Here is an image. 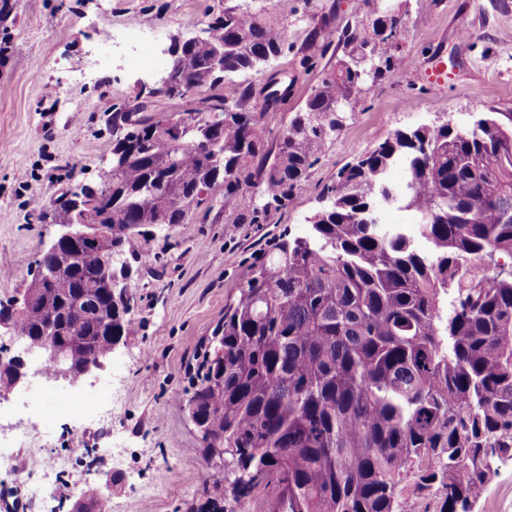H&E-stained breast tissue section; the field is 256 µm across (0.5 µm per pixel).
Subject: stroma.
Masks as SVG:
<instances>
[{
	"mask_svg": "<svg viewBox=\"0 0 512 512\" xmlns=\"http://www.w3.org/2000/svg\"><path fill=\"white\" fill-rule=\"evenodd\" d=\"M283 18L288 47L270 67L286 94L264 118L269 150L324 68L336 62L313 34L340 28L361 0H255ZM224 0H0V301L22 293L61 228L39 209L97 180L112 157L106 109L134 103L141 83L167 71L175 41L196 36ZM164 30L157 63L144 70L113 59L94 67L107 32L128 21ZM405 65L372 85L309 169L302 188L257 224L235 223L223 189L213 207L156 228L130 262L137 331L103 369L81 378L88 397L112 393V415L90 421L47 409L16 413L29 445H0L16 473L0 470V512H66L73 488L90 492L120 475L112 512H188L206 477L202 442L182 399L202 343L249 264L279 239L304 234L338 170L398 129L481 113L512 112V0H409L401 36ZM56 482L42 492L45 473ZM24 486H16V478ZM473 512H512V461L500 464Z\"/></svg>",
	"mask_w": 512,
	"mask_h": 512,
	"instance_id": "stroma-1",
	"label": "stroma"
}]
</instances>
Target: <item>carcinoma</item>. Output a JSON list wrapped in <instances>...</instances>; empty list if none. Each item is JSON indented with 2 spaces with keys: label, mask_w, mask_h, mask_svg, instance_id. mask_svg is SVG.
I'll use <instances>...</instances> for the list:
<instances>
[{
  "label": "carcinoma",
  "mask_w": 512,
  "mask_h": 512,
  "mask_svg": "<svg viewBox=\"0 0 512 512\" xmlns=\"http://www.w3.org/2000/svg\"><path fill=\"white\" fill-rule=\"evenodd\" d=\"M375 13L338 38L341 55L266 149L263 113L224 80L258 76L285 48L286 28L262 8L224 7L205 41L174 50L171 85L213 94L202 108L156 118L112 113V170L53 201L41 219L84 212L112 237L76 256L74 271L23 314L0 307L29 343L43 336L44 309L85 339L68 353L76 377L116 339L136 332L135 293L91 288L104 258L135 256L139 238L211 208L224 187L235 222L258 224L268 205L305 182L344 113L403 61L380 30L398 23L400 0H362ZM377 63L366 75L358 59ZM426 143L421 150L415 142ZM259 160L260 170L252 162ZM404 165L400 184L389 169ZM331 200L304 236L284 238L254 261L224 308L185 391V409L220 477L194 512H224V485L239 502L264 484L269 512H405L436 491L440 512H471L499 461L512 460V275L490 262L512 258V113L488 112L473 127L396 130L324 188ZM414 212L413 233L388 227L381 206ZM429 249L419 251L413 235ZM224 449V466L213 449Z\"/></svg>",
  "instance_id": "cac0c4a2"
}]
</instances>
